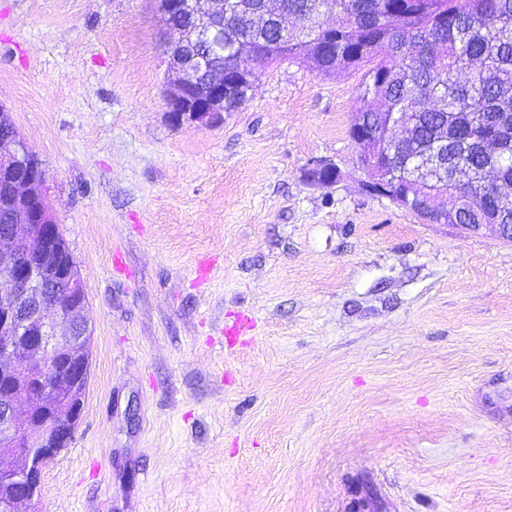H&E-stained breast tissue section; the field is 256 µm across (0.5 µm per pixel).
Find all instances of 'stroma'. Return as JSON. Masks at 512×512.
<instances>
[{
	"mask_svg": "<svg viewBox=\"0 0 512 512\" xmlns=\"http://www.w3.org/2000/svg\"><path fill=\"white\" fill-rule=\"evenodd\" d=\"M165 40L153 0H0L93 329L38 512H512V242L364 191L361 71L283 63L177 126Z\"/></svg>",
	"mask_w": 512,
	"mask_h": 512,
	"instance_id": "stroma-1",
	"label": "stroma"
}]
</instances>
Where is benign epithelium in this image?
I'll return each mask as SVG.
<instances>
[{"label":"benign epithelium","instance_id":"obj_1","mask_svg":"<svg viewBox=\"0 0 512 512\" xmlns=\"http://www.w3.org/2000/svg\"><path fill=\"white\" fill-rule=\"evenodd\" d=\"M166 23L167 82L174 92L168 118L211 127L224 112V0H156ZM366 191L390 198V175L372 176L364 163ZM309 181L331 185L324 173L334 164L318 160ZM0 484L13 489L0 497V512H35L44 462L73 438L83 407L92 328L81 272L70 260L50 263L60 247L57 224L46 202V177L27 144L10 125L0 127ZM479 234L489 230L512 242L511 224H462ZM65 289V300L48 289ZM36 378L33 388L23 381Z\"/></svg>","mask_w":512,"mask_h":512}]
</instances>
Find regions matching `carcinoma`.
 <instances>
[{
    "mask_svg": "<svg viewBox=\"0 0 512 512\" xmlns=\"http://www.w3.org/2000/svg\"><path fill=\"white\" fill-rule=\"evenodd\" d=\"M302 21L288 26V19ZM224 71L257 53L250 77L224 94L236 112L263 70L312 63L321 75L365 69L359 115L381 135L404 121L390 156L369 163L423 180L438 193L462 192L469 224H512V207L486 188V175L512 184V0H224Z\"/></svg>",
    "mask_w": 512,
    "mask_h": 512,
    "instance_id": "carcinoma-1",
    "label": "carcinoma"
}]
</instances>
